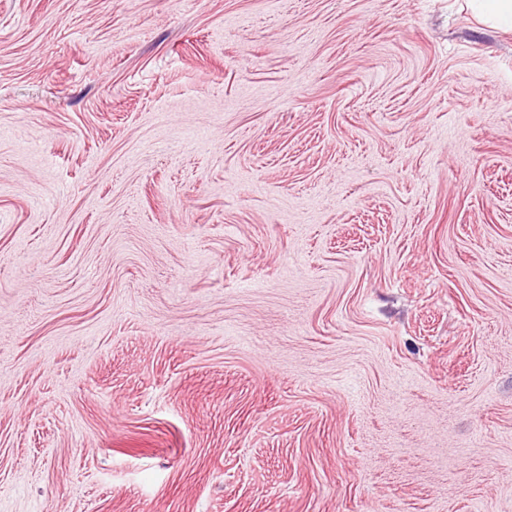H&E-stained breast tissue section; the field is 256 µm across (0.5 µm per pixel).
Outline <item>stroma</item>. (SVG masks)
Wrapping results in <instances>:
<instances>
[{
	"label": "stroma",
	"mask_w": 512,
	"mask_h": 512,
	"mask_svg": "<svg viewBox=\"0 0 512 512\" xmlns=\"http://www.w3.org/2000/svg\"><path fill=\"white\" fill-rule=\"evenodd\" d=\"M0 512H512V33L0 0Z\"/></svg>",
	"instance_id": "stroma-1"
}]
</instances>
